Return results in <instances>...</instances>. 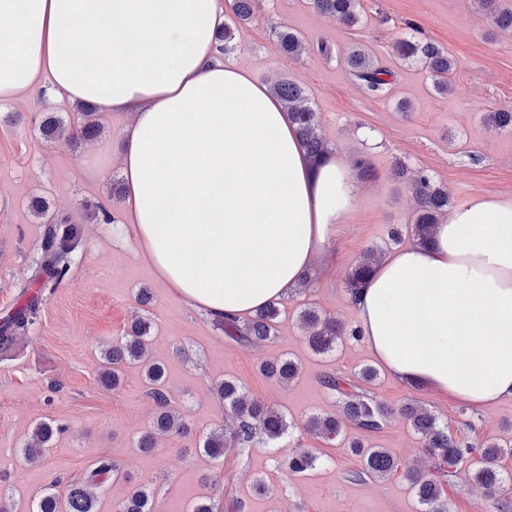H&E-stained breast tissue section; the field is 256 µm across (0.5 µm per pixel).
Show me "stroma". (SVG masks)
I'll return each mask as SVG.
<instances>
[{
	"instance_id": "stroma-1",
	"label": "stroma",
	"mask_w": 512,
	"mask_h": 512,
	"mask_svg": "<svg viewBox=\"0 0 512 512\" xmlns=\"http://www.w3.org/2000/svg\"><path fill=\"white\" fill-rule=\"evenodd\" d=\"M361 4L360 22L345 28L321 17L307 0H255L253 20L219 55L248 69L259 83H299L334 153L347 162L368 154L379 173L375 181L360 183L353 209L338 226L332 259L315 263L309 286L284 298L276 336L262 345L227 339L161 282L134 238L115 237L114 224L130 221L123 200L110 195L112 181L121 176L118 157L128 113H99L104 133L74 145L45 140L39 130L45 112L78 121L75 103L65 96L44 87L0 101V307H13L34 268L44 225L31 210L33 200H45L49 213L69 217L84 229L68 281L47 293L28 338L0 354V488L7 491L10 512H31L51 481L80 477L102 455L120 464L121 477L107 486L100 512H113L133 485L153 489L154 512H190L208 496L238 499L241 512H418L404 478L352 480L360 459L344 439L326 442L303 428L309 415L339 410L336 395L320 383L323 374L355 383L367 366L377 370L367 390L378 401L397 407L413 398L460 439L512 445V398L481 409L440 400L396 381L364 338H344L327 354L315 353L304 338L300 315L307 308L357 325L346 283L366 248L388 254L411 244L410 236L397 242L390 235L391 228L410 224L416 210L408 184L391 175L396 165L427 170L447 187L456 206L477 197L512 202V130L483 120L485 113L512 105V31L494 27L472 0ZM275 24L301 36L302 57L282 52L271 30ZM413 33L457 60L448 95L434 92L420 65L393 56L394 44ZM321 41L334 48V56L319 53ZM354 48L392 69L390 97L366 96L349 77L342 57ZM402 100L410 103L404 112L397 108ZM99 205L114 216V224L96 219ZM143 288L152 293L144 306L137 301ZM136 314L152 324L151 354L165 365L171 399L192 428L187 438H159L151 454L136 446L154 415L139 369H128L115 392L96 383L104 345L123 336ZM284 356L300 368L294 382L280 384L260 374L261 361ZM225 378L280 409L290 424L288 434L276 442H254L242 453L228 450L219 461L195 451L196 439L224 426L215 388ZM48 419L66 431L43 463L25 465L23 446L35 423ZM368 442L408 464L421 446L398 416ZM292 448L310 449L316 468L304 476L289 475L286 457ZM461 469L444 487L448 512H499V500L486 497L467 478L470 464L462 463ZM260 482L268 486L267 494L256 493Z\"/></svg>"
}]
</instances>
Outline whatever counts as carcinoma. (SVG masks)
Here are the masks:
<instances>
[{
    "instance_id": "1",
    "label": "carcinoma",
    "mask_w": 512,
    "mask_h": 512,
    "mask_svg": "<svg viewBox=\"0 0 512 512\" xmlns=\"http://www.w3.org/2000/svg\"><path fill=\"white\" fill-rule=\"evenodd\" d=\"M309 2L318 14L338 25L352 27L360 21V0ZM473 3L490 18L494 26L501 30H512V9L502 7L500 0H473ZM229 6L238 24L251 22L253 0H229ZM275 35L284 53L291 57L299 55L302 45L299 36L286 28L276 30ZM395 51L399 59L417 61L427 70L435 92L446 95L452 90L451 75L455 70V61L449 57L448 51L414 36L397 42ZM345 66L348 75L366 95L382 97L390 90L391 69L365 52L359 49L348 52ZM270 90L288 111L302 147L310 158L317 162L332 154L330 143L321 133L317 112L308 105L305 89L292 80L283 79L273 83ZM78 111L81 121L75 125L52 114L44 117L40 123L43 138L48 141L64 139L81 142L101 136L103 127L96 118V109L80 105ZM484 120L489 126L511 129L512 108L489 112ZM353 169L360 180L373 181L378 178L377 168L367 155L356 157ZM393 176L409 183L412 189L417 208L411 230L415 239L424 244L432 238L435 226L442 223L447 215L451 204L448 191L421 169L410 174L407 168L399 165L393 169ZM32 211L46 220L40 256L28 283L20 292V303L0 321V353L10 351L21 336L37 323L45 299L44 290L57 288L67 280L71 255L81 243L77 226L66 217L47 216L42 201L34 200ZM382 257L380 249H366L348 274L347 288L357 287L372 273ZM281 305L280 301L269 303L252 312L243 324L230 315L215 320L214 324L236 342L255 344L269 341L275 336ZM301 321L305 339L317 353L331 352L344 337L360 335L357 328L349 329L342 322L324 318L311 308L303 311ZM150 342L151 322L140 318L132 321L124 336L102 349L101 367L97 374V383L103 389L116 390L123 384L126 367L137 365L142 369L146 393L155 406L151 429L137 441L138 448L145 453L156 450L155 435L159 433L182 436L190 431L184 414L172 405L165 370L151 357ZM259 369L265 377L281 384H288L299 375L298 364L288 357L266 360ZM321 385L337 395L341 413L312 415L305 420L303 428L312 436L332 441L342 436L345 424L350 423L355 427L358 436L351 439L350 448L360 458L361 467L352 472L353 479L360 480L365 476L384 478L400 473L415 491L419 502L426 506L425 512H448V504L442 497L443 482L456 476L455 467L464 458L475 455L477 468L472 479L491 496L504 500L512 493V478L504 476L500 467V460L507 449L498 443H471L454 438L448 433V425L439 423L438 418L419 402L410 400L394 410L377 401L368 391L332 374L324 375ZM216 393L224 403V428L210 432L196 444L209 457L220 459L229 449L246 447L259 438L277 441L287 434L289 424L285 414L249 397L235 381L222 380L217 385ZM395 411L419 436L422 457L418 463L407 466L387 449L368 447L364 443V437L383 429ZM65 431L66 426L52 420L36 423L30 440L22 450L26 462L42 463L52 441ZM316 464L317 457L306 448H294L288 452L286 465L293 476L314 470ZM118 475V464L111 456L103 455L81 477L70 480L65 494L56 493L57 482H52L33 512H98L100 495L109 480ZM152 501L150 489L134 485L115 506V512H152ZM238 509L239 504L233 499L223 505L209 497L196 503L190 512H236Z\"/></svg>"
}]
</instances>
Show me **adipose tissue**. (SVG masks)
Listing matches in <instances>:
<instances>
[{
    "mask_svg": "<svg viewBox=\"0 0 512 512\" xmlns=\"http://www.w3.org/2000/svg\"><path fill=\"white\" fill-rule=\"evenodd\" d=\"M0 100L53 92L127 112L121 173L162 282L208 317L285 297L329 258L356 200L337 156L312 161L286 110L216 57L218 0H0ZM350 301L398 381L481 407L512 398V202L472 199L387 256Z\"/></svg>",
    "mask_w": 512,
    "mask_h": 512,
    "instance_id": "obj_1",
    "label": "adipose tissue"
}]
</instances>
